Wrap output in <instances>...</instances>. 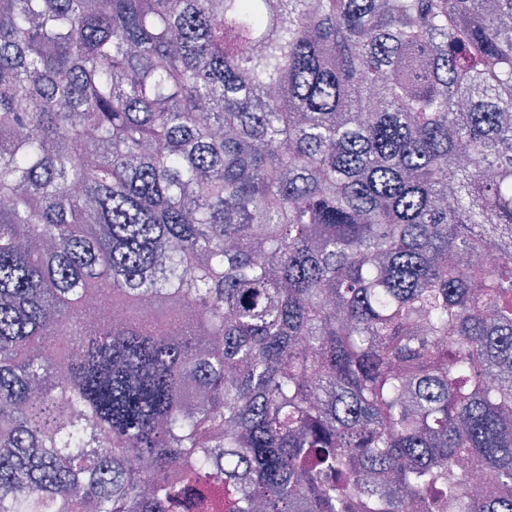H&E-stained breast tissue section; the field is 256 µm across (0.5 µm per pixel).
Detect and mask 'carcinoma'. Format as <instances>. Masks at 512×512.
<instances>
[{"label": "carcinoma", "mask_w": 512, "mask_h": 512, "mask_svg": "<svg viewBox=\"0 0 512 512\" xmlns=\"http://www.w3.org/2000/svg\"><path fill=\"white\" fill-rule=\"evenodd\" d=\"M221 459L512 512V0H0V512Z\"/></svg>", "instance_id": "cac0c4a2"}]
</instances>
